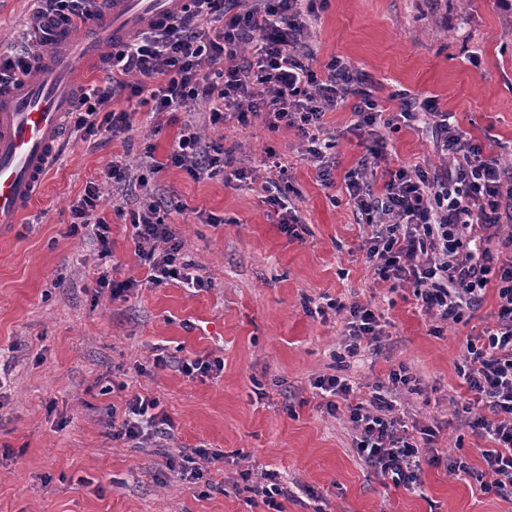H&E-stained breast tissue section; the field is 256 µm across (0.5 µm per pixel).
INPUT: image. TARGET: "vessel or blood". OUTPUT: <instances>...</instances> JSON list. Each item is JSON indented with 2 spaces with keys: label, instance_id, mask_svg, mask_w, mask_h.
Wrapping results in <instances>:
<instances>
[{
  "label": "vessel or blood",
  "instance_id": "b4317fda",
  "mask_svg": "<svg viewBox=\"0 0 512 512\" xmlns=\"http://www.w3.org/2000/svg\"><path fill=\"white\" fill-rule=\"evenodd\" d=\"M184 2L115 0L80 27L56 25L50 38L59 51L18 85L0 89V225L20 223L38 201L81 76L98 68L104 46L166 20Z\"/></svg>",
  "mask_w": 512,
  "mask_h": 512
}]
</instances>
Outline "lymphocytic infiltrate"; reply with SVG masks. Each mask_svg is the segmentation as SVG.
I'll return each instance as SVG.
<instances>
[{
	"instance_id": "lymphocytic-infiltrate-1",
	"label": "lymphocytic infiltrate",
	"mask_w": 512,
	"mask_h": 512,
	"mask_svg": "<svg viewBox=\"0 0 512 512\" xmlns=\"http://www.w3.org/2000/svg\"><path fill=\"white\" fill-rule=\"evenodd\" d=\"M99 0H33L20 47L0 53V86L28 77L43 56V33L58 21L82 22L97 13ZM318 18L314 0H189L164 22L137 31L114 45L103 58V81L80 87L69 123L80 140L109 134L117 138L132 127L119 101H137L151 112H190L197 102L208 105L203 121L185 120L165 161L152 149L143 152L144 174L133 175L129 164L113 162L107 172L113 187L135 181L148 186L151 175L164 167L184 170L197 180L228 175L245 185L260 184L263 201L273 208L287 234H295L301 218L289 199L288 169L277 165V180L257 181L252 170L229 168L224 145L213 130L234 119L248 125L266 115L271 131L295 132L305 146L317 176L333 187V144L324 138L325 117L356 97L353 130L366 143L374 161L384 157L383 128L415 126L434 120L437 153L449 159L443 170L415 166L385 170L379 190H371L365 175L348 171L345 190L373 230L364 244L366 259L380 280L401 287L419 286L426 313L446 324L460 323L467 309L478 306L489 283H496V322L480 341L466 345L468 365L463 377L477 404L489 417H477L473 429L490 438L481 473L484 492L512 494V259L495 264L485 245V233L512 219V187L498 159L485 155L480 143L467 138L449 113L428 97L420 103L401 102L398 113L384 116L355 82L350 68L331 57L323 72L312 67L313 50L305 40ZM102 185H86L72 206L70 234L92 232L102 257L112 253L109 226L101 217ZM118 218H129L136 254L145 268L143 285L158 288L177 280L202 288L207 277L192 272L182 257L183 241L165 220L160 205L144 199L139 208L116 206ZM159 402L141 394L128 397L121 414L113 416L114 439L143 444L151 431L166 424ZM395 404L381 391L351 406L348 422L358 456L394 487L416 482L420 462L431 449L433 432L415 442L398 432Z\"/></svg>"
}]
</instances>
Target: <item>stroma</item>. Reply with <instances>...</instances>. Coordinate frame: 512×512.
Returning a JSON list of instances; mask_svg holds the SVG:
<instances>
[{
    "label": "stroma",
    "instance_id": "stroma-1",
    "mask_svg": "<svg viewBox=\"0 0 512 512\" xmlns=\"http://www.w3.org/2000/svg\"><path fill=\"white\" fill-rule=\"evenodd\" d=\"M318 11L315 68L344 59L382 110L436 98L512 172V0H325ZM351 108L344 103L326 127L332 188L294 133L270 132L259 119L224 126L235 166L266 178L270 149L287 165L299 238L281 232L273 209L238 182L198 181L178 168L157 174L151 184L174 203L169 221L185 258L211 283L139 287L125 301L97 286L106 263L96 241L69 236L71 207L89 182H104L112 159L137 163L149 145L164 159L185 116L142 106L124 138L66 139L35 208L0 227V512H274L247 482L271 472L286 491L284 512H512V500L482 493L443 461L424 466L412 489L386 485L353 446L347 404L402 369L418 382L416 393L395 398L406 435L433 430L438 455L482 469L492 443L471 426L486 410L464 382L463 352L493 324L498 298L487 290L462 323L440 325L413 284L393 290L372 274L362 249L371 228L342 184L366 154ZM387 138L386 167L444 168L431 127ZM102 215L116 279H141L130 225L111 203ZM354 301L374 311L380 335L351 355L338 307ZM159 351L170 358L161 370L152 366ZM204 352L223 358V371L185 377L181 359ZM130 373L170 420L139 448L110 436L124 391L100 393ZM321 375L353 386L336 413L313 386ZM183 448L221 458L189 483L166 465Z\"/></svg>",
    "mask_w": 512,
    "mask_h": 512
}]
</instances>
